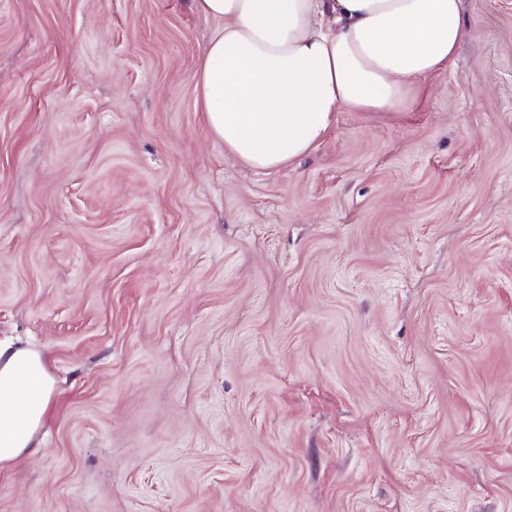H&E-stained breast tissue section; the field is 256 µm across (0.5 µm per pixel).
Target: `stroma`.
Masks as SVG:
<instances>
[{
  "label": "stroma",
  "mask_w": 512,
  "mask_h": 512,
  "mask_svg": "<svg viewBox=\"0 0 512 512\" xmlns=\"http://www.w3.org/2000/svg\"><path fill=\"white\" fill-rule=\"evenodd\" d=\"M257 172L190 0H0V344L45 357L0 512H512V0Z\"/></svg>",
  "instance_id": "1"
}]
</instances>
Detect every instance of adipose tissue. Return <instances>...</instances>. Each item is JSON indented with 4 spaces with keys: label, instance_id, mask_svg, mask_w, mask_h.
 <instances>
[{
    "label": "adipose tissue",
    "instance_id": "adipose-tissue-1",
    "mask_svg": "<svg viewBox=\"0 0 512 512\" xmlns=\"http://www.w3.org/2000/svg\"><path fill=\"white\" fill-rule=\"evenodd\" d=\"M224 28L207 45L199 108L254 170L307 154L339 109L397 112L466 34L463 0H192ZM54 380L41 356L0 345V464L34 440Z\"/></svg>",
    "mask_w": 512,
    "mask_h": 512
}]
</instances>
